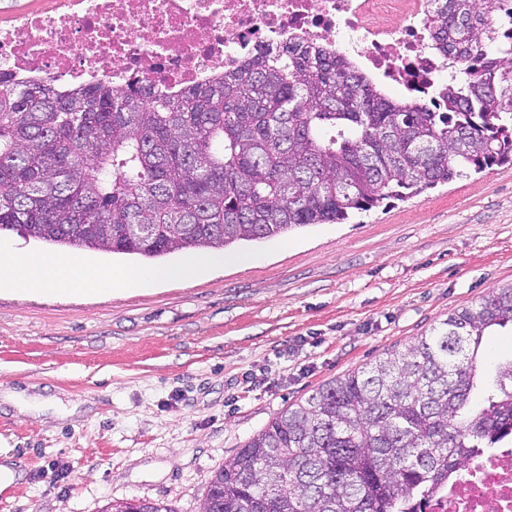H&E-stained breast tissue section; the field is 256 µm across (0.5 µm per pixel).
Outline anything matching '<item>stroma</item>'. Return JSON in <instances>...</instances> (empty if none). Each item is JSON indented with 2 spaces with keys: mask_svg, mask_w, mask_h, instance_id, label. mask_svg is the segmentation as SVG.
<instances>
[{
  "mask_svg": "<svg viewBox=\"0 0 512 512\" xmlns=\"http://www.w3.org/2000/svg\"><path fill=\"white\" fill-rule=\"evenodd\" d=\"M244 265L112 295L0 291V512H198L288 405L512 286V166L226 248ZM101 512H175V510L163 502L134 500L108 502Z\"/></svg>",
  "mask_w": 512,
  "mask_h": 512,
  "instance_id": "obj_1",
  "label": "stroma"
}]
</instances>
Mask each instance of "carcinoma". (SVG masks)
Returning <instances> with one entry per match:
<instances>
[{
	"instance_id": "carcinoma-1",
	"label": "carcinoma",
	"mask_w": 512,
	"mask_h": 512,
	"mask_svg": "<svg viewBox=\"0 0 512 512\" xmlns=\"http://www.w3.org/2000/svg\"><path fill=\"white\" fill-rule=\"evenodd\" d=\"M430 25L431 48L460 69L427 102L387 94L338 49L296 43L172 98L115 94L106 79L68 93L0 80V232L155 259L342 224L512 163V13L432 0ZM509 325L512 287L322 384L213 473L199 512H411L512 439V357L472 401L483 338Z\"/></svg>"
}]
</instances>
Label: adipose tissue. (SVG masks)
<instances>
[{
    "mask_svg": "<svg viewBox=\"0 0 512 512\" xmlns=\"http://www.w3.org/2000/svg\"><path fill=\"white\" fill-rule=\"evenodd\" d=\"M226 258L214 254L193 259L174 268L126 270L112 272L89 260L65 256L46 257L39 254L0 256V288L21 293L41 292H119L153 288L174 280H188L203 275L208 269L225 265Z\"/></svg>",
    "mask_w": 512,
    "mask_h": 512,
    "instance_id": "obj_1",
    "label": "adipose tissue"
}]
</instances>
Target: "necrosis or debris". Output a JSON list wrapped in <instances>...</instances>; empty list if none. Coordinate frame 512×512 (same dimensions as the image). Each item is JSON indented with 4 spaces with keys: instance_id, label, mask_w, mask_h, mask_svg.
Returning <instances> with one entry per match:
<instances>
[{
    "instance_id": "1",
    "label": "necrosis or debris",
    "mask_w": 512,
    "mask_h": 512,
    "mask_svg": "<svg viewBox=\"0 0 512 512\" xmlns=\"http://www.w3.org/2000/svg\"><path fill=\"white\" fill-rule=\"evenodd\" d=\"M429 0H0V74L68 90L105 77L177 96L285 42L332 46L421 96L451 63ZM417 512H512V448L482 452Z\"/></svg>"
}]
</instances>
